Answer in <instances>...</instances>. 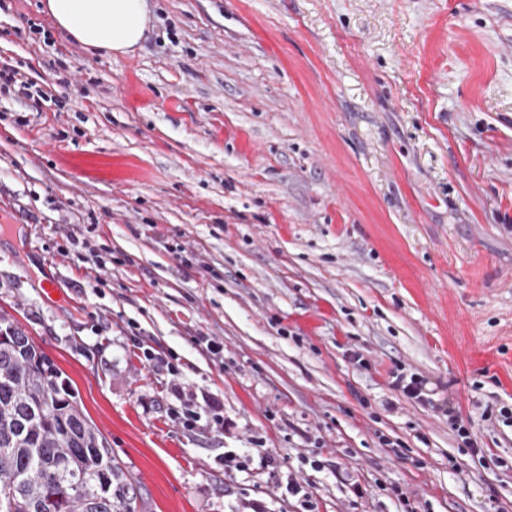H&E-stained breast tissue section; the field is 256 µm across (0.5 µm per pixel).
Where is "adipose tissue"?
<instances>
[{
  "mask_svg": "<svg viewBox=\"0 0 512 512\" xmlns=\"http://www.w3.org/2000/svg\"><path fill=\"white\" fill-rule=\"evenodd\" d=\"M45 11L85 50L110 56L127 53L140 42L148 0H45Z\"/></svg>",
  "mask_w": 512,
  "mask_h": 512,
  "instance_id": "obj_1",
  "label": "adipose tissue"
}]
</instances>
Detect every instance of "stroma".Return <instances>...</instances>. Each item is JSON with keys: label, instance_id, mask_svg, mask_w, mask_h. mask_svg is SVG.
<instances>
[{"label": "stroma", "instance_id": "stroma-1", "mask_svg": "<svg viewBox=\"0 0 512 512\" xmlns=\"http://www.w3.org/2000/svg\"><path fill=\"white\" fill-rule=\"evenodd\" d=\"M149 4L113 57L42 0L0 9L29 86L0 91V312L133 512H300L291 473L315 512H512V428L482 416L512 405V0ZM394 372L472 418L484 460ZM178 385L230 428H184ZM228 448L281 470L225 475Z\"/></svg>", "mask_w": 512, "mask_h": 512}]
</instances>
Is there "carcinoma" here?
I'll return each instance as SVG.
<instances>
[{"label":"carcinoma","instance_id":"obj_1","mask_svg":"<svg viewBox=\"0 0 512 512\" xmlns=\"http://www.w3.org/2000/svg\"><path fill=\"white\" fill-rule=\"evenodd\" d=\"M61 375L0 313V512H131V478Z\"/></svg>","mask_w":512,"mask_h":512}]
</instances>
